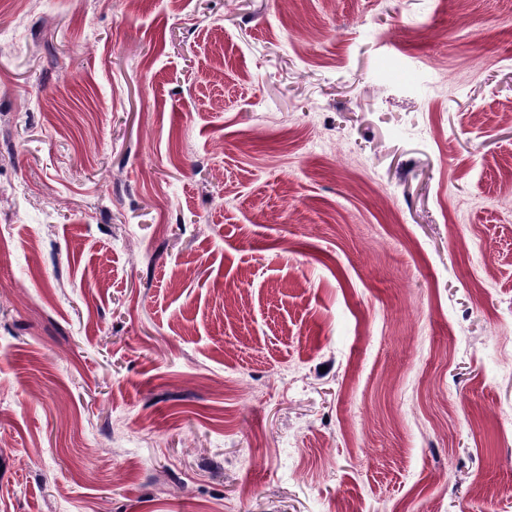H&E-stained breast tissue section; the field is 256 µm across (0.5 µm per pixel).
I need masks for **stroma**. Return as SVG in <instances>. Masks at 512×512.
<instances>
[{"instance_id":"1","label":"stroma","mask_w":512,"mask_h":512,"mask_svg":"<svg viewBox=\"0 0 512 512\" xmlns=\"http://www.w3.org/2000/svg\"><path fill=\"white\" fill-rule=\"evenodd\" d=\"M512 0H0V512H512Z\"/></svg>"}]
</instances>
